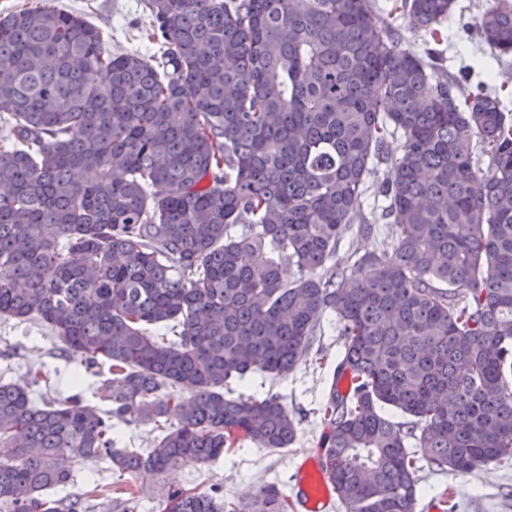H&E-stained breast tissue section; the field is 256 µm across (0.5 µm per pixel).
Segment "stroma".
Returning <instances> with one entry per match:
<instances>
[{
  "label": "stroma",
  "mask_w": 512,
  "mask_h": 512,
  "mask_svg": "<svg viewBox=\"0 0 512 512\" xmlns=\"http://www.w3.org/2000/svg\"><path fill=\"white\" fill-rule=\"evenodd\" d=\"M52 4L81 15L89 23L110 35V47L117 54L149 51L141 0H51ZM492 0H456L454 13L447 23L444 39L439 46L442 64L448 73L466 72L468 84L488 79L490 86L505 87L508 102L512 103V57L487 63L486 56L475 36L476 18ZM319 361H307L283 378L272 379L258 374L236 384L238 394L249 396L255 392L271 391L280 394L289 408L300 411L295 443L285 449L258 448L246 445L225 449L215 463L185 464L168 471L155 481L144 484L137 492V512H161L163 495L170 489H209L219 485L227 497L249 501L260 487L278 484L283 492H290V477L296 463L316 458L319 450L316 439L321 428L315 409L329 386L336 356L340 350L334 315H326L324 334L320 339ZM46 366L55 374L56 388L65 395L80 389L90 403L109 409V402L99 401L96 393L109 376L107 367L91 370L80 367L76 358L59 353L51 331L35 322L20 323L0 319V378L21 381L30 366ZM72 480L64 489L49 491V498L84 496L90 483L104 486L103 500H110L112 473L105 463H84L67 460ZM419 503L417 512H426L428 503L439 500L441 492H449L458 504L457 512H512V468L496 464L479 467L466 475L435 472L421 466Z\"/></svg>",
  "instance_id": "35a3bbf8"
}]
</instances>
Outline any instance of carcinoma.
<instances>
[{"mask_svg":"<svg viewBox=\"0 0 512 512\" xmlns=\"http://www.w3.org/2000/svg\"><path fill=\"white\" fill-rule=\"evenodd\" d=\"M455 2L400 8L438 45ZM145 8L158 55H116L46 0L0 15V318L39 321L84 369L108 366L98 393L112 404L56 392L42 365L0 383V505L87 512L97 485L43 497L69 482L68 456L144 482L226 448L290 447L282 396L228 385L293 372L328 313L341 349L318 448L344 512H416L422 460L460 475L511 462L512 110L499 93L439 73L434 49H401L374 0ZM475 30L489 57L512 56V0ZM347 238L373 244L338 265ZM114 418L155 424L158 443L130 448ZM136 508L131 491L109 512ZM288 508L274 484L248 502L195 488L162 501Z\"/></svg>","mask_w":512,"mask_h":512,"instance_id":"carcinoma-1","label":"carcinoma"}]
</instances>
